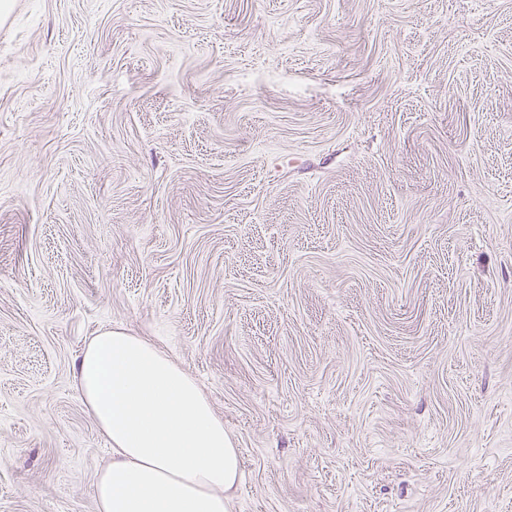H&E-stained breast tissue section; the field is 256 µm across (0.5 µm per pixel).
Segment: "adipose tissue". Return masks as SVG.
I'll return each instance as SVG.
<instances>
[{
	"mask_svg": "<svg viewBox=\"0 0 512 512\" xmlns=\"http://www.w3.org/2000/svg\"><path fill=\"white\" fill-rule=\"evenodd\" d=\"M82 399L112 449L97 512H230L239 451L197 381L122 330L91 337L77 366Z\"/></svg>",
	"mask_w": 512,
	"mask_h": 512,
	"instance_id": "obj_1",
	"label": "adipose tissue"
}]
</instances>
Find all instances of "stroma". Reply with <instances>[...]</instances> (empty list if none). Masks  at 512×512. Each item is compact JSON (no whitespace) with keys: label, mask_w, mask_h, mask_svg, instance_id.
<instances>
[{"label":"stroma","mask_w":512,"mask_h":512,"mask_svg":"<svg viewBox=\"0 0 512 512\" xmlns=\"http://www.w3.org/2000/svg\"><path fill=\"white\" fill-rule=\"evenodd\" d=\"M7 4L0 512H96L106 329L232 512H512V0Z\"/></svg>","instance_id":"1"}]
</instances>
